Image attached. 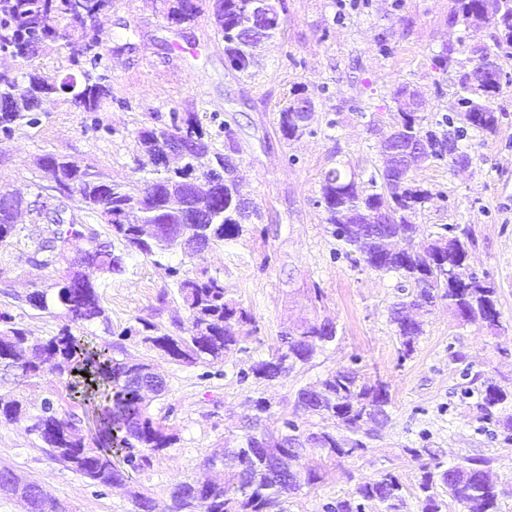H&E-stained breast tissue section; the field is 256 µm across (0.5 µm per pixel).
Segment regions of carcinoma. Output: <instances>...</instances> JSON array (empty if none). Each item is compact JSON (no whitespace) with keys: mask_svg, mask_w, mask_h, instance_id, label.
<instances>
[{"mask_svg":"<svg viewBox=\"0 0 512 512\" xmlns=\"http://www.w3.org/2000/svg\"><path fill=\"white\" fill-rule=\"evenodd\" d=\"M164 14L181 25L206 13L224 41V55L231 67L253 77V48L276 39L281 32L279 14L270 13L259 0H161ZM112 0H0V51L15 50L24 60L48 40H63L62 48L74 63L85 60L80 74L61 80L37 70L20 75L26 91L15 93L19 75L0 72V134L9 138L22 127L40 125L37 106L50 95L95 114L112 101L109 77L98 73L104 43L100 29L89 35L88 48L76 54L71 43L86 36L85 21L110 8ZM449 19L459 21L470 31L492 30V43L466 49L448 45L434 58L443 72L454 69L458 78L460 110L435 122L404 107L408 87L393 93L397 111V130L404 144L421 141L426 149L418 159L402 166L388 164L378 176L361 181L353 172L345 175L328 171L320 186L319 204L332 234L345 253H357L377 272H394L409 291L391 311L395 333L402 340L405 354L414 349L423 335L422 323L412 317V309L430 298L448 302V311L459 321L481 324L492 330L499 326L497 290L476 278L468 258L473 239L469 229L458 224H443L423 243L415 242V218L430 200V193L413 178L423 163L447 161L454 166L472 164L470 153L459 147L468 131L496 132L500 116L492 100L501 92L502 71L484 76L477 87L467 85L461 74L471 58L465 53L512 57V0H453ZM306 96L297 88L280 108L278 125L282 137L293 140L304 135L309 124L295 103ZM187 140V152L180 156L183 165L147 169L170 138ZM143 160L138 170L151 177L118 182L104 169L67 155L44 153L33 165L48 181L44 189L56 199L75 204L78 212L97 214L112 234L124 243L116 253L112 244L99 240L93 232L85 239L92 268L87 272L58 265L66 257L70 241L85 232L81 223L57 224L39 244L42 259L39 269L53 268L52 283L34 284L26 302L38 311L58 309L67 321L49 338L30 336L0 313V365L25 379L57 376L69 378L71 399L92 417L102 438L88 441L81 433V418L73 412L61 413L54 402L45 399L37 414L18 395L0 393V422L26 423L39 427L38 439L49 454L73 471L103 487L125 485L130 473L149 468L152 458L173 444L174 435L155 421L150 402L135 380L144 375L149 363L115 356L118 342H100L87 326L99 323L110 331L109 318L101 304L97 281L125 271V255L136 252L145 258L179 249L191 257L195 249L183 241L211 248L239 238L244 224L258 215L253 202L239 191L238 164L229 152L212 147L197 113H173L168 127H144L137 131ZM224 172V185L218 191L196 188L194 179L210 170ZM453 270L457 285L448 286L446 272ZM174 278L178 297L188 312V326L177 332L161 333L154 323L138 317L137 325L122 329L123 340L139 339L164 352L174 361L195 366H212L224 361V353L240 345L253 333L251 312L229 296L224 280L206 269L183 275L167 269ZM247 333H242V328ZM337 326L329 320L307 321L281 338L282 346L266 359L254 363L251 374L260 383L279 379L298 365L309 363L317 350L337 337ZM482 417L491 418L507 399L497 385L483 382L477 390ZM295 418H284L272 431L264 424L271 406L264 398L253 400V414L247 417L244 432L230 434L224 447L207 454L203 463L224 472L220 483L199 482L186 477L170 490L169 502L162 505L153 497L131 492L138 512H271L280 498L316 485L321 479L320 458H352L367 448L372 430L366 428L367 413L374 409L389 417L390 392L386 385L372 383L349 367H340L323 378L299 389ZM304 416L331 420L335 428L314 429L302 421ZM484 461L469 459L463 464L440 470L421 465L422 475L416 494L420 512H440V495L460 504L464 512H497L499 490L483 469ZM358 497L374 503L381 512H402L406 507L404 485L392 473L360 486ZM26 512H70V507L49 498L38 487L23 489Z\"/></svg>","mask_w":512,"mask_h":512,"instance_id":"cac0c4a2","label":"carcinoma"}]
</instances>
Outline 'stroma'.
I'll list each match as a JSON object with an SVG mask.
<instances>
[{"label":"stroma","mask_w":512,"mask_h":512,"mask_svg":"<svg viewBox=\"0 0 512 512\" xmlns=\"http://www.w3.org/2000/svg\"><path fill=\"white\" fill-rule=\"evenodd\" d=\"M283 3L282 31L259 49L256 76L249 79L227 63L224 42L208 18L176 27L165 20L160 0H112L102 26L112 44L130 41L137 50L116 56L112 44L101 49L114 99L100 112L99 129H91L88 114L51 97L42 103L38 127L0 137V189L38 202L42 180L32 161L40 154L70 155L128 181L139 177L136 130L169 125L171 112L198 113L215 148H223L225 132L233 134L243 191L261 211L254 228L192 258L178 250L153 261L130 254L125 272L99 289L111 327L93 331L106 341L139 317L164 330L186 322L166 274L170 267L220 275L255 318L256 330L243 348L212 367L180 364L125 341L127 357L152 364L165 379L166 392L150 412L177 437L150 469L134 475L131 488L167 500L178 480L206 477L204 457L237 431L253 399H269L274 417L292 416L300 388L347 366L388 385L389 419L360 457L321 463V480L282 498L274 512H324V504L355 497L359 486L387 472L412 492L421 476L419 461L409 454L413 448L429 449L428 463L445 469L484 459L500 491L498 512H512V440L498 421L482 419L465 394L473 378L512 392V59L502 62L510 83L492 103L500 114L496 133L460 143L471 166L432 163L413 173L431 194L415 218L421 235L444 224L470 229V264L498 289L500 326L491 332L460 324L440 300L424 315V333L408 354L390 322L402 297L398 275L344 254L318 203L320 184L334 168L365 180L380 169L378 144L394 122L397 86L421 92L427 118L454 112L456 74L436 70L433 60L448 41L470 45L489 34L449 26L452 0H368L355 8L348 0ZM297 86L305 87L315 112L309 133L287 141L278 130V110ZM372 113L379 116L373 124L367 120ZM48 230L25 217L0 247V310L42 338L64 323L26 301L33 283L49 278L32 262ZM313 317L335 322V342L276 381L242 380V372L279 346L282 332ZM12 390L24 394L33 412L46 398L63 412L72 406L65 381L52 376L0 380L1 393ZM1 467L37 483L72 512L134 510L129 488L102 487L74 472L41 448L23 423H0Z\"/></svg>","instance_id":"stroma-1"}]
</instances>
